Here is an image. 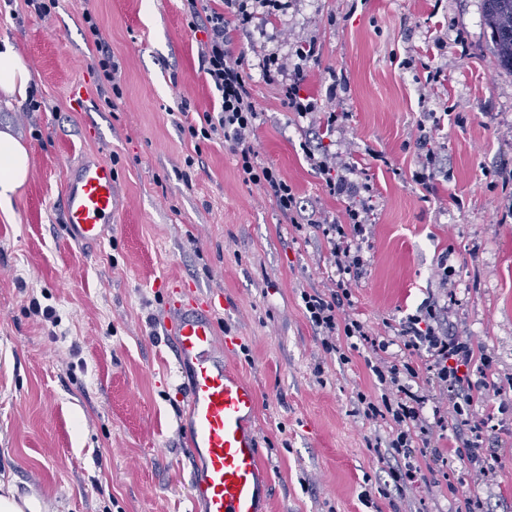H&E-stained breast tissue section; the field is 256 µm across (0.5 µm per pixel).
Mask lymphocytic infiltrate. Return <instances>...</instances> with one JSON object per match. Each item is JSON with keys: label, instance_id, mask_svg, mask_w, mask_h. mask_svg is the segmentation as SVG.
<instances>
[{"label": "lymphocytic infiltrate", "instance_id": "obj_1", "mask_svg": "<svg viewBox=\"0 0 512 512\" xmlns=\"http://www.w3.org/2000/svg\"><path fill=\"white\" fill-rule=\"evenodd\" d=\"M286 6L285 0H223L221 8H213L205 0H184L189 28H203L205 41L198 50L199 68L216 100L215 107L198 110L188 100H181L178 111L182 117L180 131L194 145L224 139L237 156V165L244 182L270 188L280 214L294 227L309 224L326 239L332 262L340 274L334 288L321 292H302L301 299L308 321L316 335L321 336L327 353L337 350L339 336L369 342L378 357L370 370L378 383L394 393V400L375 403L367 396L358 402L365 417L386 421L385 436L377 438L376 446L387 465V474L397 492L417 480L419 469L410 463L412 444L421 441L423 450L440 461L456 457L468 464L474 482L490 484L495 466L483 459L478 448L479 430L471 420V409L488 388V381L474 382L468 369L474 350L466 337L458 335L447 311L425 304L419 313L402 322L396 336L408 359L384 358L389 344L373 339L364 322L345 309L352 304L351 281L365 271L366 261L357 246L371 224L368 197L372 185L360 178L351 150L330 152L323 140L332 135L341 118L340 112L321 111L318 103L303 92L306 69L319 56V38L312 35L294 41L287 55L277 50L265 51L263 73L269 81H280L283 105L292 114L308 119L310 131L301 147L313 170L322 175L329 196L343 202L342 211L333 213L321 207L306 208L273 166L259 162L251 139L261 121L251 87L243 76V57L234 56L232 46L242 39L253 21L276 18ZM84 21L93 38L97 57L98 90L122 98L124 74L109 43L92 14ZM426 354L429 363L418 370L409 358ZM446 391L448 413L454 423L455 442L452 448L435 445L432 426L423 415L427 397L416 390V382Z\"/></svg>", "mask_w": 512, "mask_h": 512}]
</instances>
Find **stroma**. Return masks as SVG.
<instances>
[{
	"label": "stroma",
	"instance_id": "35a3bbf8",
	"mask_svg": "<svg viewBox=\"0 0 512 512\" xmlns=\"http://www.w3.org/2000/svg\"><path fill=\"white\" fill-rule=\"evenodd\" d=\"M87 11L123 67L113 109L96 89ZM441 31L448 49L438 56ZM314 33L306 93L325 109L330 70L349 81L326 147L356 150L374 190L351 312L383 339L426 300L448 306L489 362L472 371L493 383L472 422L495 460L493 484L419 454L417 482L379 495L387 475L373 444L386 426L355 411L357 393L383 394L367 366L373 352L340 336V354L326 353L302 306V292L338 277L326 240L283 219L270 189L245 183L224 141L185 163L193 147L177 104L206 109L214 96L199 69L205 35L188 27L182 0H58L44 18L24 0H0V41L31 71L41 104L0 107V130L30 155L27 183L0 203V474L43 512H200L182 429L187 373L166 335L161 279L223 300L218 332L235 337L232 363L259 393L270 512H459L474 494L481 512H512V71L498 64L482 0H288L277 20L252 23L233 51L261 113L253 147L304 204L333 212L343 202L301 150L307 122L260 65L264 49L284 53ZM430 62L444 74L425 96ZM429 112L431 146L448 165L427 192L415 181V134ZM91 155L111 162L117 207L111 240L82 248L59 209L71 166ZM443 258L455 269L445 286Z\"/></svg>",
	"mask_w": 512,
	"mask_h": 512
}]
</instances>
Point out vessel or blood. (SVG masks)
<instances>
[{
	"mask_svg": "<svg viewBox=\"0 0 512 512\" xmlns=\"http://www.w3.org/2000/svg\"><path fill=\"white\" fill-rule=\"evenodd\" d=\"M70 239L94 246L112 236L116 195L112 165L83 162L68 175L62 194ZM167 334L177 363L187 368V446L201 462L191 497L205 512H268L269 477L253 428L259 396L232 367L233 346L219 336L210 299L187 301L172 294Z\"/></svg>",
	"mask_w": 512,
	"mask_h": 512,
	"instance_id": "vessel-or-blood-1",
	"label": "vessel or blood"
}]
</instances>
